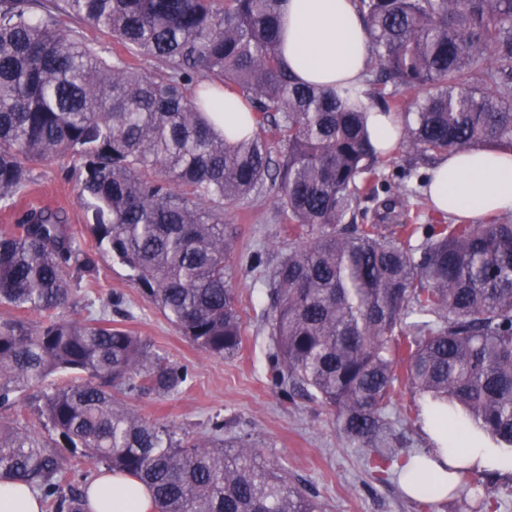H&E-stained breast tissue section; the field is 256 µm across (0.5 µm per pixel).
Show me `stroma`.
Segmentation results:
<instances>
[{
	"instance_id": "obj_1",
	"label": "stroma",
	"mask_w": 512,
	"mask_h": 512,
	"mask_svg": "<svg viewBox=\"0 0 512 512\" xmlns=\"http://www.w3.org/2000/svg\"><path fill=\"white\" fill-rule=\"evenodd\" d=\"M70 166L67 159L35 166L30 183L14 205L0 204V230L17 223L29 205L49 206L63 210L81 242L94 246L79 189L67 174ZM431 169V163L419 160L402 145L382 159L385 175H407V192L400 199L406 223L448 221L447 214L431 208L423 195ZM224 221L234 236L225 277L238 295L243 317L242 349L235 356H215L197 348L148 302L130 270L111 253L99 254L101 287L78 289L77 304L69 308V315L110 319L113 325L147 338L158 353L190 370L188 383L177 393L132 399L129 407L192 440L206 438L212 418L224 419L225 435L248 434L258 461L287 472L292 484L317 496L325 512H419L398 478L383 483L372 479L364 452L349 445L328 411L305 398L288 399L271 379L266 269L275 265L292 243L288 221L275 204L274 189L264 187L247 201L225 206ZM257 252L264 265L256 269L250 261ZM114 293L120 297L116 306L109 302ZM425 408L417 394L397 387L388 415L408 452L426 447L427 441L419 422L405 418L404 413Z\"/></svg>"
}]
</instances>
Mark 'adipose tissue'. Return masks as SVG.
<instances>
[{"instance_id": "1", "label": "adipose tissue", "mask_w": 512, "mask_h": 512, "mask_svg": "<svg viewBox=\"0 0 512 512\" xmlns=\"http://www.w3.org/2000/svg\"><path fill=\"white\" fill-rule=\"evenodd\" d=\"M279 55L300 82L316 83L366 115L371 141L391 153L404 134L393 113L372 107L363 73L370 57L353 0H283ZM426 194L441 213L484 217L512 212V153L476 147L438 157ZM424 433L430 446L408 458L400 473L406 494L415 499H444L464 469L512 479V454L454 430L445 418L426 410ZM90 512H156L150 490L135 478L100 472L88 485Z\"/></svg>"}]
</instances>
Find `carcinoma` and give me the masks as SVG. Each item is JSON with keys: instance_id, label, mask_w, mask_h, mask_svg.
Instances as JSON below:
<instances>
[{"instance_id": "carcinoma-1", "label": "carcinoma", "mask_w": 512, "mask_h": 512, "mask_svg": "<svg viewBox=\"0 0 512 512\" xmlns=\"http://www.w3.org/2000/svg\"><path fill=\"white\" fill-rule=\"evenodd\" d=\"M37 2L0 0V202L27 186L32 165L70 158L99 246L199 349L233 357L243 321L224 278V205L270 178L295 241L266 274L281 392L326 408L382 467L409 457L386 417L402 383L512 453L511 218L345 223L360 193L392 185L378 177L364 113L282 64L281 0H55L39 17ZM356 7L375 69L368 95L403 111L409 151L424 161L475 146L512 151V0ZM63 15L152 70L104 58ZM226 85L254 125L233 144L203 109ZM84 281H99L97 252L60 212L32 206L0 232V303L39 315L0 320V408L39 389L40 424L72 454L148 485L158 512H323L257 462L245 438H223L224 421L186 445L135 414L126 398L174 394L188 368L103 317L64 316ZM60 372L74 379L47 383ZM69 472L35 429L0 422V479L42 491L49 512H88ZM496 492L484 472L460 488L470 512H488Z\"/></svg>"}]
</instances>
